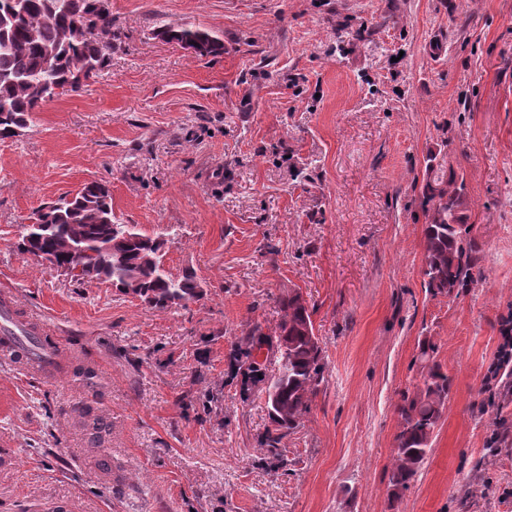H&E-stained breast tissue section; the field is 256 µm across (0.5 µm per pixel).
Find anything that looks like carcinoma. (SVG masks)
<instances>
[{
    "instance_id": "carcinoma-1",
    "label": "carcinoma",
    "mask_w": 512,
    "mask_h": 512,
    "mask_svg": "<svg viewBox=\"0 0 512 512\" xmlns=\"http://www.w3.org/2000/svg\"><path fill=\"white\" fill-rule=\"evenodd\" d=\"M113 19L109 0H0V139L15 138L29 128L46 102L61 94H77L85 83L105 71L112 59ZM160 36L200 56L224 53V41L197 27L165 28ZM424 230V287L434 296H456L482 277V256L470 236L466 211L470 202L464 177L450 172L445 188L427 184ZM112 194L92 181L69 197L37 210V224L22 225V252L36 260L53 258L59 266L84 263L82 280L110 283L120 292L167 308L200 294L192 272L172 276L163 263L164 241L134 225L112 229ZM283 317L274 337L260 328L250 333L240 352L242 386L263 372L256 352L268 347L275 354L276 373L266 386V408L274 431L265 445L277 449L309 412L325 381L323 348L306 300L293 290L279 299ZM437 348L423 344L419 360L424 388L399 406L401 425L395 437L392 486L406 490L415 480L431 449L433 432L442 417L451 379L436 360ZM489 403L512 400V353L504 346L487 376ZM89 442L99 445L112 425L87 409ZM488 450L495 452L509 434V421L492 422Z\"/></svg>"
}]
</instances>
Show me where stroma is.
I'll list each match as a JSON object with an SVG mask.
<instances>
[{
    "label": "stroma",
    "mask_w": 512,
    "mask_h": 512,
    "mask_svg": "<svg viewBox=\"0 0 512 512\" xmlns=\"http://www.w3.org/2000/svg\"><path fill=\"white\" fill-rule=\"evenodd\" d=\"M106 71L0 140V292L69 358L0 366V512H512V436L484 379L512 316V0H110ZM195 26L200 57L160 39ZM463 175L483 278L423 286L425 184ZM164 239L200 295L166 308L75 281L16 248L33 213L85 183ZM299 289L325 382L281 458L266 394L229 356L274 334ZM452 380L417 479L394 491L397 406L422 340ZM95 373L92 383L75 367ZM110 421L88 443L83 406ZM112 458L111 470L97 461ZM159 34L162 38L177 42L200 56H215L224 53V41L204 29L189 26L169 27L163 29Z\"/></svg>",
    "instance_id": "35a3bbf8"
}]
</instances>
